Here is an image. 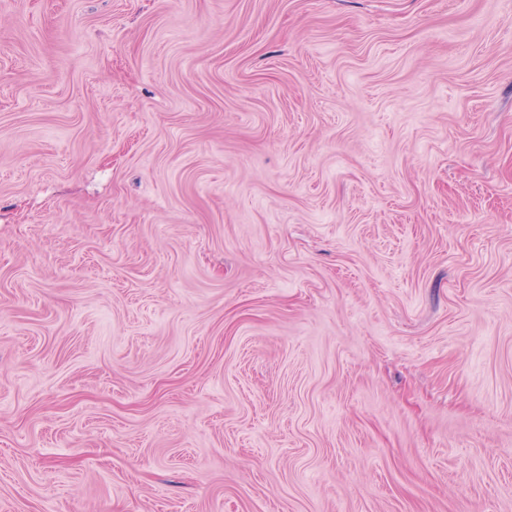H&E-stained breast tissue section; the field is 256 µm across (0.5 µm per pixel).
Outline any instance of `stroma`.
Returning a JSON list of instances; mask_svg holds the SVG:
<instances>
[{"label": "stroma", "instance_id": "obj_1", "mask_svg": "<svg viewBox=\"0 0 512 512\" xmlns=\"http://www.w3.org/2000/svg\"><path fill=\"white\" fill-rule=\"evenodd\" d=\"M0 512H512V0H0Z\"/></svg>", "mask_w": 512, "mask_h": 512}]
</instances>
